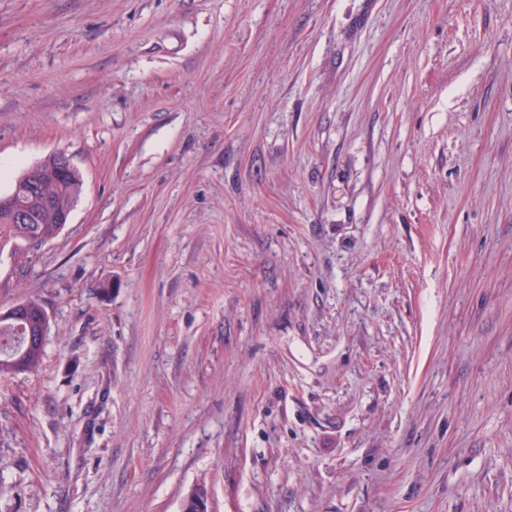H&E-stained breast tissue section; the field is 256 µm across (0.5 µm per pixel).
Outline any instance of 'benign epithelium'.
Masks as SVG:
<instances>
[{"instance_id": "7a95c632", "label": "benign epithelium", "mask_w": 512, "mask_h": 512, "mask_svg": "<svg viewBox=\"0 0 512 512\" xmlns=\"http://www.w3.org/2000/svg\"><path fill=\"white\" fill-rule=\"evenodd\" d=\"M42 176L62 187L75 181L79 175L77 167L72 160L60 153H52L38 162ZM78 195L54 196L42 198L39 186L26 181L20 176L13 190L7 195H0V211L7 214L12 223L16 224L15 239L29 245L40 240L32 226L35 222V213L31 210L32 202L43 200L44 203L55 210L56 223L65 225L69 223L70 215L76 205ZM0 322L22 332H27V343L34 345L45 340L48 335V314L46 310L38 311L28 306L24 301L16 302L9 307L0 309Z\"/></svg>"}]
</instances>
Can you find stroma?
<instances>
[{"mask_svg":"<svg viewBox=\"0 0 512 512\" xmlns=\"http://www.w3.org/2000/svg\"><path fill=\"white\" fill-rule=\"evenodd\" d=\"M0 512H512V0H0ZM41 168L42 176L45 180L55 182L61 187L72 183L71 190L75 192L79 182L80 175L77 167L72 160L60 153H52L37 163ZM77 176L76 180L74 176ZM35 165L25 169L22 173H28L25 178L21 175L15 183L13 190L7 194H0V211L7 214L12 224L6 220V215L0 214V232L1 236L5 235L9 239H14V225L19 224L15 229V239L29 245H34L40 240L37 230L50 234L56 224L64 227L69 223L70 215L76 205L78 195L72 193L70 196H54L51 198H43L39 186L32 181H39L40 176L35 169ZM21 173V174H22ZM26 179L30 182H27ZM35 200H42L48 206L55 210L56 224H53V217L50 212L41 213V224H35V213L31 210V204ZM30 224H34L31 226ZM48 314L45 309L38 311L30 308L25 301L16 302L6 309H0V321L6 325L19 329L27 336L28 345H34L45 340L48 335ZM27 328V334H26ZM44 341L41 345L25 348L23 336L5 330L0 325V376L18 372L17 357L24 354L27 364V373H36L41 368L45 355ZM23 349L15 354L17 349Z\"/></svg>","mask_w":512,"mask_h":512,"instance_id":"stroma-1","label":"stroma"}]
</instances>
